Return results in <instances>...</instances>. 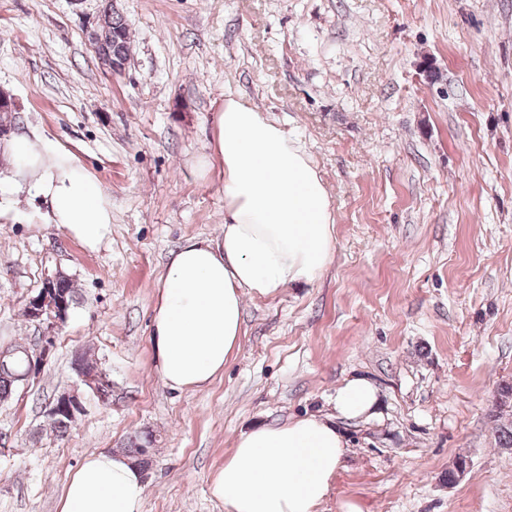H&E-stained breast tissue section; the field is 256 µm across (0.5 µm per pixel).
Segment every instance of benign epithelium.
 <instances>
[{
    "label": "benign epithelium",
    "instance_id": "obj_1",
    "mask_svg": "<svg viewBox=\"0 0 512 512\" xmlns=\"http://www.w3.org/2000/svg\"><path fill=\"white\" fill-rule=\"evenodd\" d=\"M103 28H107V19L101 14L88 21L86 36L89 43L94 44L99 40L101 29ZM54 280L55 277L53 276L46 277L39 293L31 297L27 304V311L31 319L42 325L44 330L43 336H41L40 348L26 350L28 367L25 375L22 377V383L24 384L37 377L47 364L54 339L52 333L67 320L69 315L70 307L55 295L52 288ZM74 375L80 382V386L72 390L63 391L53 398L47 409V414L66 413L73 417L77 416L83 410V392L80 391L82 387L89 390L103 402L109 399V396L103 394L98 385V379L101 375L100 371L97 370L90 373L81 366L76 365L74 366Z\"/></svg>",
    "mask_w": 512,
    "mask_h": 512
}]
</instances>
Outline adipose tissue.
<instances>
[{
	"mask_svg": "<svg viewBox=\"0 0 512 512\" xmlns=\"http://www.w3.org/2000/svg\"><path fill=\"white\" fill-rule=\"evenodd\" d=\"M214 155L224 178V238L187 241L166 267L153 314L163 383L196 389L221 374L242 340L245 296L267 297L294 282H314L333 257L330 194L304 149L257 108L229 97L217 111ZM4 153L14 182L49 206L52 223L95 250L109 237L112 201L69 153L28 136ZM376 387L354 378L340 386L332 412L306 414L242 432L213 479L226 512H315L342 465L346 443L337 419L367 416ZM145 486L120 453L84 460L66 483L60 512H139Z\"/></svg>",
	"mask_w": 512,
	"mask_h": 512,
	"instance_id": "ef3b65f1",
	"label": "adipose tissue"
}]
</instances>
